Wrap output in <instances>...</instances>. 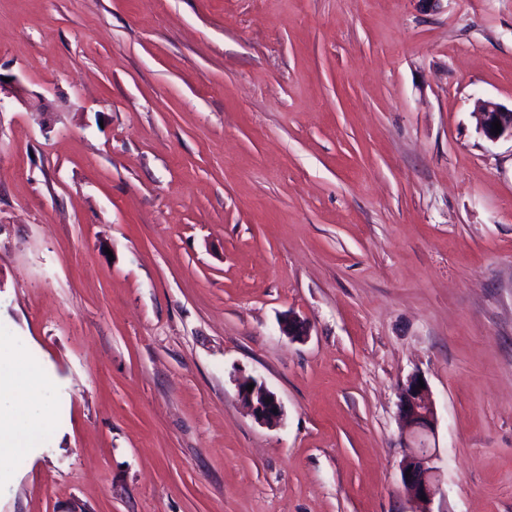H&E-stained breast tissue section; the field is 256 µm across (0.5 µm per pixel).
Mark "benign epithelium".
<instances>
[{"label": "benign epithelium", "instance_id": "1", "mask_svg": "<svg viewBox=\"0 0 512 512\" xmlns=\"http://www.w3.org/2000/svg\"><path fill=\"white\" fill-rule=\"evenodd\" d=\"M478 130L488 140L495 142L504 137L512 138V108L491 100L478 103ZM501 123L500 134L492 132V122ZM252 390H247L248 385ZM238 395L251 411L254 419L263 424L277 421L282 415V405L276 394L252 376L238 379ZM400 406L404 426L412 438L400 463L403 488L407 495L422 505L432 503L440 493V483L434 461L436 447L430 446L435 437L436 413L428 388L419 387V377L413 376L400 389Z\"/></svg>", "mask_w": 512, "mask_h": 512}]
</instances>
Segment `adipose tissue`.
Segmentation results:
<instances>
[{"label": "adipose tissue", "instance_id": "ef3b65f1", "mask_svg": "<svg viewBox=\"0 0 512 512\" xmlns=\"http://www.w3.org/2000/svg\"><path fill=\"white\" fill-rule=\"evenodd\" d=\"M53 382L33 366L24 345L0 336V483L8 463L50 429Z\"/></svg>", "mask_w": 512, "mask_h": 512}]
</instances>
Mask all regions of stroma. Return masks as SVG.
I'll list each match as a JSON object with an SVG mask.
<instances>
[{"instance_id": "obj_1", "label": "stroma", "mask_w": 512, "mask_h": 512, "mask_svg": "<svg viewBox=\"0 0 512 512\" xmlns=\"http://www.w3.org/2000/svg\"><path fill=\"white\" fill-rule=\"evenodd\" d=\"M0 75V512H418L413 375L431 512H512V0H0ZM476 114L478 130L486 139L495 142L510 137L512 140V108L508 109L491 100H483L478 103ZM495 120L501 123V132L498 135L492 132V122ZM52 388L25 346L0 336V485L10 479L8 462L50 430ZM250 384H254V387L248 392L247 386ZM237 387L239 397L248 406L256 421L270 424L280 418L281 402L263 383L252 376H243L238 379ZM273 409H277V413H273ZM422 380L425 388H419V377L413 376L400 389L404 426L413 442L400 463V474L407 495L427 506L440 493V483L434 466L436 446L429 443L430 437L435 439L436 413L427 383ZM407 471H410L409 477H406ZM421 495H425L426 500H421Z\"/></svg>"}]
</instances>
